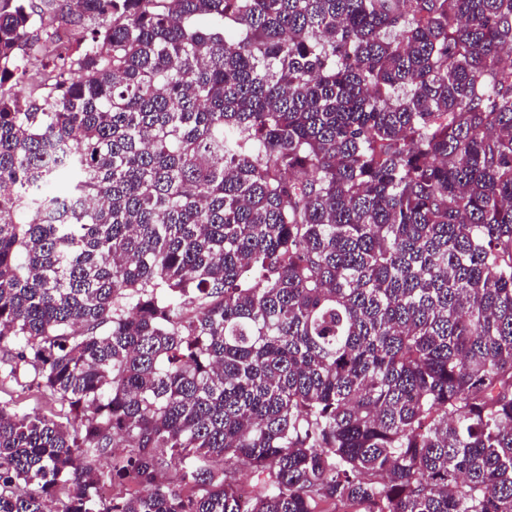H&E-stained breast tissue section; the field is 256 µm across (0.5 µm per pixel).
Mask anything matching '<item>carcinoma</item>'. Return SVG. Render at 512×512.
I'll list each match as a JSON object with an SVG mask.
<instances>
[{"label":"carcinoma","instance_id":"cac0c4a2","mask_svg":"<svg viewBox=\"0 0 512 512\" xmlns=\"http://www.w3.org/2000/svg\"><path fill=\"white\" fill-rule=\"evenodd\" d=\"M54 2L0 0L53 78L0 95V352L67 415L0 403V512H512V0H76L50 51Z\"/></svg>","mask_w":512,"mask_h":512}]
</instances>
